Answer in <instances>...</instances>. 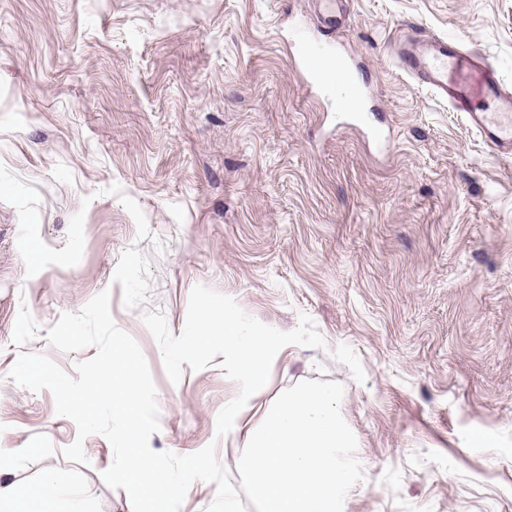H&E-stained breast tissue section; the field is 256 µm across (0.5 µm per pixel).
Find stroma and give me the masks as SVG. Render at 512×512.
<instances>
[{"label":"stroma","mask_w":512,"mask_h":512,"mask_svg":"<svg viewBox=\"0 0 512 512\" xmlns=\"http://www.w3.org/2000/svg\"><path fill=\"white\" fill-rule=\"evenodd\" d=\"M314 0H0V483L132 512L108 440L8 379L66 371L47 331L111 293L157 389L152 449L215 444L310 379L343 385L363 479L344 512H512V158L400 71L405 24L478 51L512 88V0H348L331 40L371 124L291 63ZM223 306L258 350L249 392ZM215 324L220 325L224 329L225 350L227 345V347L237 355L239 353L236 349V343L239 337L238 319L232 313L226 311V309L216 307L209 312L203 326L207 329Z\"/></svg>","instance_id":"35a3bbf8"}]
</instances>
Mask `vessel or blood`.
Returning a JSON list of instances; mask_svg holds the SVG:
<instances>
[{"mask_svg": "<svg viewBox=\"0 0 512 512\" xmlns=\"http://www.w3.org/2000/svg\"><path fill=\"white\" fill-rule=\"evenodd\" d=\"M326 45L314 41L305 27H298L291 60L303 63L315 79L328 83L336 99L359 98L355 77L333 80L323 69ZM395 56L401 71L435 93L457 112L470 128L498 154L512 156V92L503 87L499 69L487 58L462 49L444 36L411 31L398 40Z\"/></svg>", "mask_w": 512, "mask_h": 512, "instance_id": "1", "label": "vessel or blood"}]
</instances>
